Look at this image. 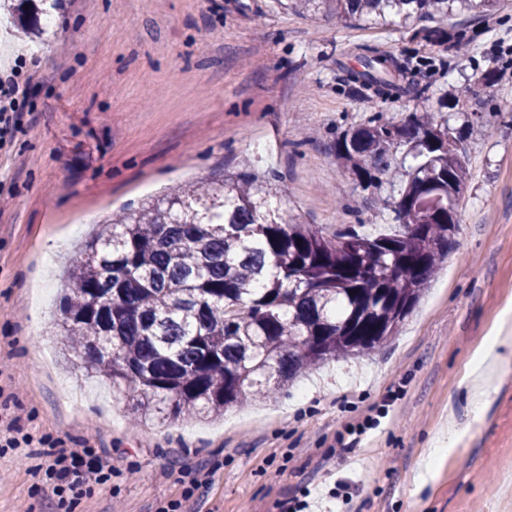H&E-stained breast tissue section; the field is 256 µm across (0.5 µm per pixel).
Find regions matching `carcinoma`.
I'll use <instances>...</instances> for the list:
<instances>
[{
    "label": "carcinoma",
    "mask_w": 512,
    "mask_h": 512,
    "mask_svg": "<svg viewBox=\"0 0 512 512\" xmlns=\"http://www.w3.org/2000/svg\"><path fill=\"white\" fill-rule=\"evenodd\" d=\"M498 0H283V8L394 26L456 53L470 37L448 16ZM435 61L366 55L345 83L364 96H423ZM411 156L407 169L397 155ZM336 161L361 186L399 181L397 224L328 234L286 218L269 174L182 186L112 218L87 242L63 301L68 350L136 397L140 417H207L263 401L301 371L372 351L397 335L457 245L469 158L431 113L373 116L336 139Z\"/></svg>",
    "instance_id": "obj_1"
}]
</instances>
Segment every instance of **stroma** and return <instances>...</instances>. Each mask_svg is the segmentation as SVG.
I'll return each mask as SVG.
<instances>
[{
    "mask_svg": "<svg viewBox=\"0 0 512 512\" xmlns=\"http://www.w3.org/2000/svg\"><path fill=\"white\" fill-rule=\"evenodd\" d=\"M39 39L0 29V72L20 67L32 113L0 141V512H512V343L481 419L470 374L512 319V0L467 28L469 53L437 67L417 101L349 92L362 56H431L408 33L310 17L277 0H36ZM499 77L479 85L486 69ZM433 112L460 136L470 176L457 246L379 350L331 362L277 398L182 422L136 420L129 397L87 373L60 337L65 273L91 224L148 195L250 162L276 174L289 217L331 233L394 222L399 186L362 190L336 163L339 133L371 115ZM361 437L352 432L359 426ZM456 434L433 467L431 440ZM110 456L102 485L60 506L47 450ZM426 473L427 485L414 492Z\"/></svg>",
    "mask_w": 512,
    "mask_h": 512,
    "instance_id": "obj_1",
    "label": "stroma"
}]
</instances>
